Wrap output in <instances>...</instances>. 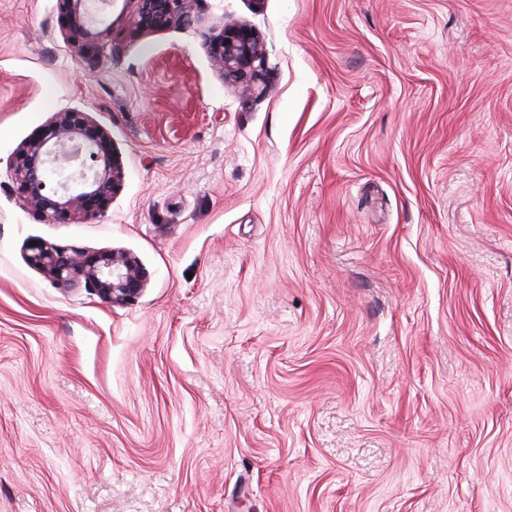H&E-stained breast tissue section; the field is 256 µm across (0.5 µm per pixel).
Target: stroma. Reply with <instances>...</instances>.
<instances>
[{"mask_svg":"<svg viewBox=\"0 0 512 512\" xmlns=\"http://www.w3.org/2000/svg\"><path fill=\"white\" fill-rule=\"evenodd\" d=\"M81 49L0 0V512H512V0H199ZM244 22L262 89L204 31ZM108 132L103 215L46 223L16 150ZM123 252L131 304L30 242Z\"/></svg>","mask_w":512,"mask_h":512,"instance_id":"obj_1","label":"stroma"}]
</instances>
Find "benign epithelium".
<instances>
[{"mask_svg":"<svg viewBox=\"0 0 512 512\" xmlns=\"http://www.w3.org/2000/svg\"><path fill=\"white\" fill-rule=\"evenodd\" d=\"M67 26L83 36L99 53L108 28L104 23L112 0H57ZM136 25L157 31L195 20L196 0H136ZM213 62L224 78L253 86L254 63L262 56L258 34L245 24L224 27L205 39ZM22 205L50 224H71L100 214L120 186L123 167L106 130L77 110L54 113L38 137L24 143L12 162ZM27 261L57 282L82 284L103 302L127 304L142 291L147 274L125 253L96 255L37 243L28 248Z\"/></svg>","mask_w":512,"mask_h":512,"instance_id":"1","label":"benign epithelium"}]
</instances>
